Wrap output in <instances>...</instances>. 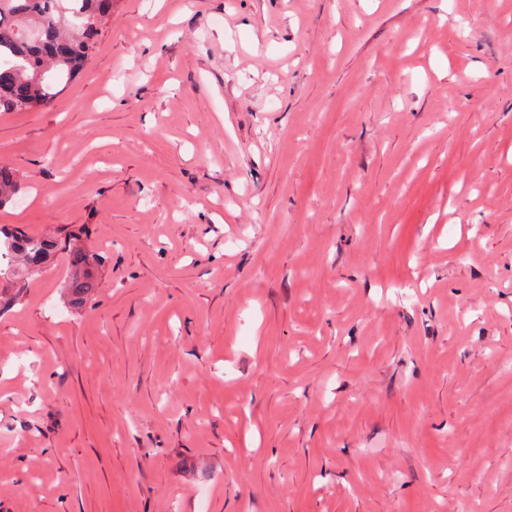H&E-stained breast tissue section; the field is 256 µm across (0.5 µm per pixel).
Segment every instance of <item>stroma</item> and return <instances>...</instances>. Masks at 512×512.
<instances>
[{
	"label": "stroma",
	"instance_id": "obj_1",
	"mask_svg": "<svg viewBox=\"0 0 512 512\" xmlns=\"http://www.w3.org/2000/svg\"><path fill=\"white\" fill-rule=\"evenodd\" d=\"M0 162L101 257L0 268V512H512V0H117Z\"/></svg>",
	"mask_w": 512,
	"mask_h": 512
}]
</instances>
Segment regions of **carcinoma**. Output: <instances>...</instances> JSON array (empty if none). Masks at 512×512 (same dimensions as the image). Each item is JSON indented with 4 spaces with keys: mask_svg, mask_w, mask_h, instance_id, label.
Returning <instances> with one entry per match:
<instances>
[{
    "mask_svg": "<svg viewBox=\"0 0 512 512\" xmlns=\"http://www.w3.org/2000/svg\"><path fill=\"white\" fill-rule=\"evenodd\" d=\"M114 0H0V112H27L49 105L95 52L102 29L112 22ZM21 181L0 164V207L19 198ZM4 246L28 271L66 249L77 303L98 288L90 274L98 257L60 240L16 227H0Z\"/></svg>",
    "mask_w": 512,
    "mask_h": 512,
    "instance_id": "carcinoma-1",
    "label": "carcinoma"
}]
</instances>
